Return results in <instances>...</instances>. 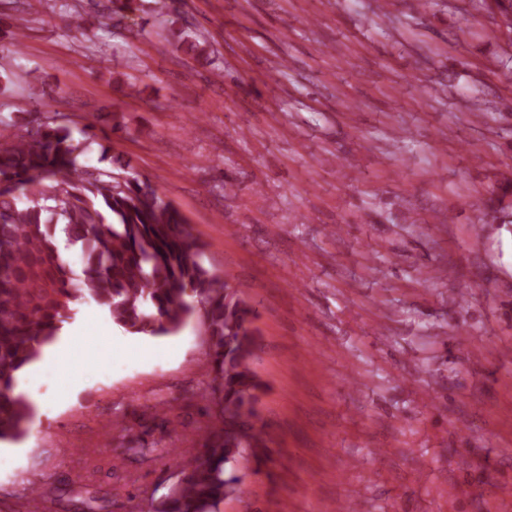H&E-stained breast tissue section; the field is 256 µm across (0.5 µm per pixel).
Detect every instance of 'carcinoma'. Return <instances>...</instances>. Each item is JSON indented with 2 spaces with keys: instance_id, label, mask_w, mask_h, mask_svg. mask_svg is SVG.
Segmentation results:
<instances>
[{
  "instance_id": "obj_1",
  "label": "carcinoma",
  "mask_w": 512,
  "mask_h": 512,
  "mask_svg": "<svg viewBox=\"0 0 512 512\" xmlns=\"http://www.w3.org/2000/svg\"><path fill=\"white\" fill-rule=\"evenodd\" d=\"M81 145L52 120L0 140V443L28 436L22 374L59 339L76 302L95 301L133 335L168 336L194 320L223 426L183 459L152 512H218L242 494L239 458L266 455L254 423L264 390L253 369L255 310L205 266L203 243L171 203L134 173L80 164ZM60 224L82 250L78 274L62 257Z\"/></svg>"
}]
</instances>
